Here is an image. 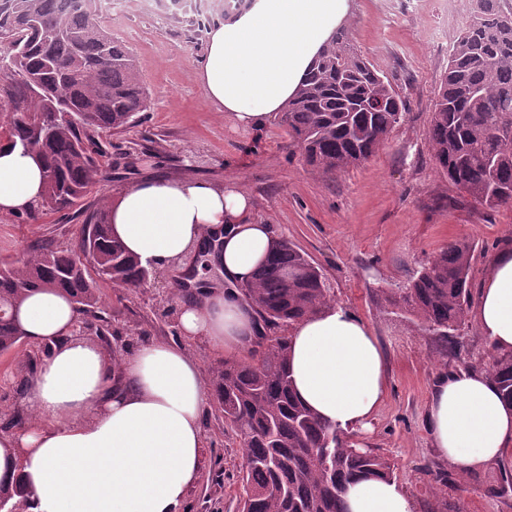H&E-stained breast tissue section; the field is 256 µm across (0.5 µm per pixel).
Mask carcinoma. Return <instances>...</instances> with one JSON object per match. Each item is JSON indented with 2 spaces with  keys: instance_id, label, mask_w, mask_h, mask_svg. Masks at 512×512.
Here are the masks:
<instances>
[{
  "instance_id": "1",
  "label": "carcinoma",
  "mask_w": 512,
  "mask_h": 512,
  "mask_svg": "<svg viewBox=\"0 0 512 512\" xmlns=\"http://www.w3.org/2000/svg\"><path fill=\"white\" fill-rule=\"evenodd\" d=\"M101 0H0V29L15 30L11 52L21 77L0 83V99L22 111L3 140L39 154L42 200L27 218L80 206L100 178L96 136L135 124L147 108L136 57L112 36ZM406 100L387 76L354 48L342 27L288 102L282 122L311 171L323 178L372 157L400 123ZM428 147L448 181L489 210L512 206V0H485L482 15L465 18L452 37L433 104ZM75 250L37 243L21 259L0 264V353L24 343L18 311L35 290L55 288L84 316L97 315L98 286L133 291L151 269L112 238L108 207L89 212ZM473 246L455 239L401 288L380 290L384 306L416 318L439 354H455L471 299ZM257 316L245 355L212 367L214 398L224 426L238 438L240 512H346L348 484L395 478L375 448L319 419L294 395L286 332L330 305L321 270L278 239L241 289ZM484 372L512 405V352L492 350ZM429 512H448V472L427 466ZM457 490L512 497V465L496 462L461 477Z\"/></svg>"
}]
</instances>
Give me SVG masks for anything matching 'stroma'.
<instances>
[{"mask_svg": "<svg viewBox=\"0 0 512 512\" xmlns=\"http://www.w3.org/2000/svg\"><path fill=\"white\" fill-rule=\"evenodd\" d=\"M109 20L112 34L137 56L148 106L140 125L99 138L103 176L83 202L97 207L145 177L195 178L231 184L252 199L251 221L270 225L275 237L304 251L318 266L336 304L361 317L383 344L387 394L369 431L355 440L379 449L396 466L417 505L427 512L434 462L426 409L443 372L479 367L489 342L475 321L461 331V350L439 361L432 337L413 317L381 307L378 290L407 281L448 242L464 238L475 248L471 288L479 290L490 260L512 240V207L488 210L438 170L427 136L450 41L466 16L462 0H351L347 28L354 47L408 100V110L386 143L363 164L330 179L313 176L280 115L246 130L215 111L198 80L206 38L188 39L164 5L144 10L128 4ZM83 213L49 212L37 220L0 214V260L19 257L29 245L65 247L79 235ZM103 320L82 337L111 338L124 353L157 342L178 341L183 297L166 269L156 268L137 291L99 288ZM28 370L0 355V429L14 410H28ZM203 468L183 512H237L238 443L224 416L209 407L201 420Z\"/></svg>", "mask_w": 512, "mask_h": 512, "instance_id": "1", "label": "stroma"}]
</instances>
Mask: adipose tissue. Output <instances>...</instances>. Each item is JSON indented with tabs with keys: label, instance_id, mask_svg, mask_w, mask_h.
Here are the masks:
<instances>
[{
	"label": "adipose tissue",
	"instance_id": "obj_1",
	"mask_svg": "<svg viewBox=\"0 0 512 512\" xmlns=\"http://www.w3.org/2000/svg\"><path fill=\"white\" fill-rule=\"evenodd\" d=\"M350 0H251L207 33L200 85L216 111L245 129L283 111L328 39L344 25ZM42 163L0 143V213L37 207ZM240 189L185 179H145L112 199V236L142 265L176 267L193 247L219 245L211 263L223 284L183 302L180 343H154L124 357V382L112 389V357L73 334L78 315L62 293H32L19 312L32 346H49L28 384L34 416L0 432V480L20 486L30 512H181L202 468L200 418L208 391L187 344L235 352L251 341L254 313L236 291L270 250L269 225L250 221ZM482 334L512 351V244L492 259L473 311ZM288 364L297 398L345 432L369 427L388 387L383 348L362 319L339 305L289 332ZM427 425L439 462L458 472L496 463L512 446V406L478 369L437 377ZM348 512H416L396 480L350 483Z\"/></svg>",
	"mask_w": 512,
	"mask_h": 512
}]
</instances>
